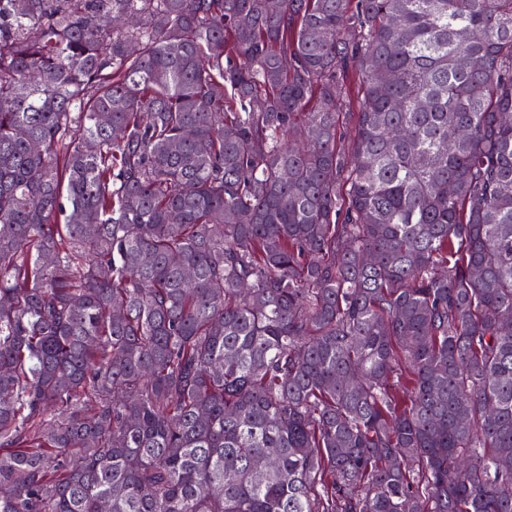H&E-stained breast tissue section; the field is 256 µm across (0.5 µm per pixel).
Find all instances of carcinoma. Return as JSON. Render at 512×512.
<instances>
[{
    "label": "carcinoma",
    "instance_id": "cac0c4a2",
    "mask_svg": "<svg viewBox=\"0 0 512 512\" xmlns=\"http://www.w3.org/2000/svg\"><path fill=\"white\" fill-rule=\"evenodd\" d=\"M508 115L512 0H0V512H512Z\"/></svg>",
    "mask_w": 512,
    "mask_h": 512
}]
</instances>
